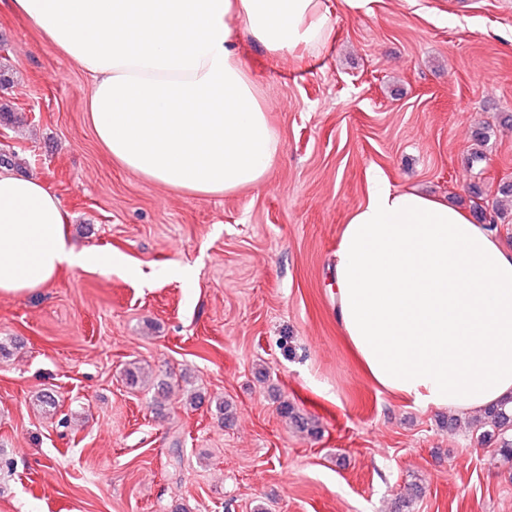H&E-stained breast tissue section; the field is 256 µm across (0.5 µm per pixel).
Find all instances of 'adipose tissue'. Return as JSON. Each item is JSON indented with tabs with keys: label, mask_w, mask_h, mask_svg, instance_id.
I'll return each instance as SVG.
<instances>
[{
	"label": "adipose tissue",
	"mask_w": 512,
	"mask_h": 512,
	"mask_svg": "<svg viewBox=\"0 0 512 512\" xmlns=\"http://www.w3.org/2000/svg\"><path fill=\"white\" fill-rule=\"evenodd\" d=\"M88 75L94 132L126 170L198 196L264 183L282 140L239 53L316 52L324 0H11ZM43 181L0 171V295L99 258ZM336 320L365 375L421 409L512 398V249L462 209L371 177L336 250Z\"/></svg>",
	"instance_id": "1"
}]
</instances>
